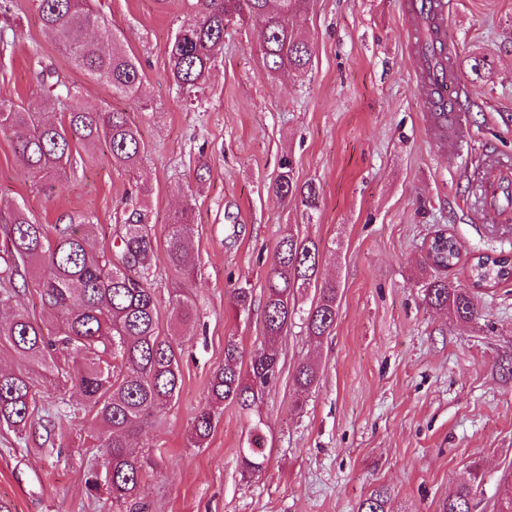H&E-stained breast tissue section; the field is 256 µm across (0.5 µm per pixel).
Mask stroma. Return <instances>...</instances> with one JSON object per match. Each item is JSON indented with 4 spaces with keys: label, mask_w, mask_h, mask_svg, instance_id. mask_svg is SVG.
Wrapping results in <instances>:
<instances>
[{
    "label": "stroma",
    "mask_w": 512,
    "mask_h": 512,
    "mask_svg": "<svg viewBox=\"0 0 512 512\" xmlns=\"http://www.w3.org/2000/svg\"><path fill=\"white\" fill-rule=\"evenodd\" d=\"M447 2L463 103L447 148L426 111L400 0H314L301 23L314 48L311 69L298 79L264 69L260 20L228 28L198 107L178 95L167 55L175 29L194 18L191 0H101L109 28L125 34L142 65L137 106L73 65L33 0H12L10 19L0 18V35L12 42L0 62V99L62 119L35 91L37 54L79 87L83 107L131 112L145 145L131 174L101 148L76 144L65 174L48 185L24 168L14 136L0 135V199L25 201L44 224L90 214L98 225L91 248L111 252L134 180L152 187L160 242L185 194L195 198V323L171 325L168 297L180 277L164 258L154 266L160 330L182 348V383L138 437L160 451L137 496L144 512H357L377 489L389 512H439L475 464V512H494L512 490L504 479L512 470V281L481 289L479 322L460 324L425 304L419 265L424 242L440 229L460 248L447 272L457 285H469L475 257L512 250V236L490 233L492 218L473 208L467 190L487 157L512 161V0ZM475 57L489 71L473 73ZM203 162L210 173L200 182ZM285 162L298 181L321 189L313 221L267 192ZM290 231L323 248L320 269L340 285L336 324L318 345L292 326L257 413L225 404L204 447L189 446V423L207 400L227 337L248 353L260 343V307L234 314L231 291L245 284L261 297L275 247ZM302 362L319 379L298 408L292 374ZM1 368L30 374L39 398L26 435L0 428V504L9 512H112L107 492L92 496L84 485L96 463L92 416L55 420L53 388L0 342ZM257 417L268 462L249 476L239 451Z\"/></svg>",
    "instance_id": "1"
}]
</instances>
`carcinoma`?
<instances>
[{"mask_svg": "<svg viewBox=\"0 0 512 512\" xmlns=\"http://www.w3.org/2000/svg\"><path fill=\"white\" fill-rule=\"evenodd\" d=\"M312 0H196V18L179 27L168 46L172 80L185 101H199L206 79L224 48L228 25L262 17L259 47L263 66L272 74L302 75L312 62V45L300 32L303 16ZM43 29L67 52L74 64L105 85L114 96L135 100L143 71L139 60L125 46L123 32L107 34V45L86 38L91 28L107 30V20L96 0H35ZM39 90L66 107L58 125L43 112L30 111L0 100V133L16 135V152L33 176L49 179L66 169L70 161L69 136L96 147L104 145L112 165L128 172L141 166L145 146L139 128L128 112H93L79 103L80 90L56 68L36 60ZM279 201L302 206L312 221L321 206L320 186L299 182L291 166L271 182ZM150 189L140 184L116 216L118 251L92 252L87 238L94 221L87 213L66 215L65 224H41L29 215L23 201L0 203L4 214L6 247L0 254V308L12 319L0 324V340L45 373L57 390L77 389L83 410L93 413L99 428L93 436L98 459L85 478L93 495L106 488L112 502L122 508L133 500L144 478L154 470V456L133 446L144 426L153 422L180 389L178 348L161 335L158 295L154 287L155 241L150 227L147 198ZM192 196L167 225L164 245L166 264L183 278L195 272L186 240L192 223ZM320 248L310 238L289 234L274 251L262 295L260 345L244 360L239 341L228 337L224 363L211 375L209 403L193 417L189 440L200 448L218 423L224 403L251 411L279 372L280 339L295 321L305 334L319 342L331 334L338 315L339 287L334 279L318 277ZM460 260L456 240L437 231L423 263L435 272L423 285V300L444 310L459 323L479 319L477 290L512 279V253L482 254L469 268L471 287L454 285L440 273ZM33 268L34 288L43 305L59 314L52 330L31 319L23 308L25 291L16 286L21 272ZM314 288L308 309L298 306V295ZM248 287L232 289L230 308L235 314L252 310ZM170 319L175 326L190 323L197 311L192 295L175 289L169 293ZM317 380L316 368L299 364L293 373L296 395L302 396ZM37 393L31 377L0 370V427L25 431L36 409ZM263 422L252 424L251 446L242 449L243 473L262 472L267 454L263 448ZM480 484L478 468L469 481L457 486L439 506V512H474ZM384 492L376 490L359 505L358 512H387Z\"/></svg>", "mask_w": 512, "mask_h": 512, "instance_id": "cac0c4a2", "label": "carcinoma"}]
</instances>
